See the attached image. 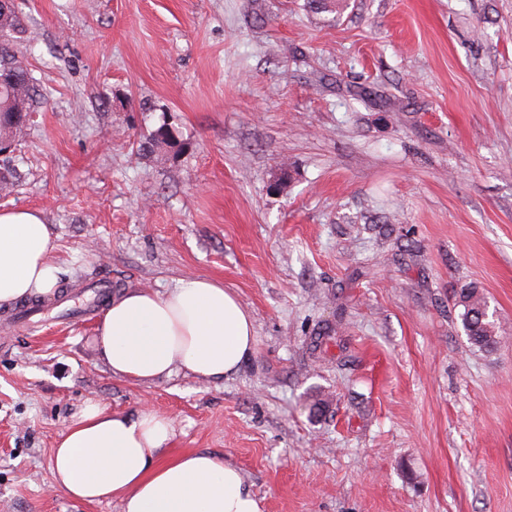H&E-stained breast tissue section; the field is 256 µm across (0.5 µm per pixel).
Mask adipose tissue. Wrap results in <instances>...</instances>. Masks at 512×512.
<instances>
[{
	"label": "adipose tissue",
	"mask_w": 512,
	"mask_h": 512,
	"mask_svg": "<svg viewBox=\"0 0 512 512\" xmlns=\"http://www.w3.org/2000/svg\"><path fill=\"white\" fill-rule=\"evenodd\" d=\"M56 234L28 209L0 211V307L53 295L61 273ZM97 348L113 375L153 382L181 370L204 380L237 371L255 351L251 314L207 278H182L166 292L127 291L105 309ZM165 415L109 413L89 400L53 450L56 485L87 503L118 500L122 512H263L237 467L204 451L169 455Z\"/></svg>",
	"instance_id": "obj_1"
}]
</instances>
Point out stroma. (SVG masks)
Masks as SVG:
<instances>
[{
  "label": "stroma",
  "mask_w": 512,
  "mask_h": 512,
  "mask_svg": "<svg viewBox=\"0 0 512 512\" xmlns=\"http://www.w3.org/2000/svg\"><path fill=\"white\" fill-rule=\"evenodd\" d=\"M16 3L48 96L0 211L53 225L67 293L22 329L0 308V512H120L54 484L89 399L167 415L171 454L235 465L264 512H512V0ZM163 124L177 149L143 151ZM184 277L236 293L253 358L113 376L96 291ZM454 305L469 343L481 351L492 353L500 343V322L490 313L487 296L477 286L462 288Z\"/></svg>",
  "instance_id": "obj_1"
}]
</instances>
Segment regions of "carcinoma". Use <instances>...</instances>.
I'll return each mask as SVG.
<instances>
[{
  "label": "carcinoma",
  "instance_id": "carcinoma-1",
  "mask_svg": "<svg viewBox=\"0 0 512 512\" xmlns=\"http://www.w3.org/2000/svg\"><path fill=\"white\" fill-rule=\"evenodd\" d=\"M22 23L14 0L0 2V138L11 142L23 128L16 118L18 98H25L27 111L33 112L41 96L37 82L19 57L15 34ZM455 306L460 308L459 318L469 343L481 351L494 352L499 345L500 322L490 313L482 290L476 286L461 289Z\"/></svg>",
  "mask_w": 512,
  "mask_h": 512
}]
</instances>
